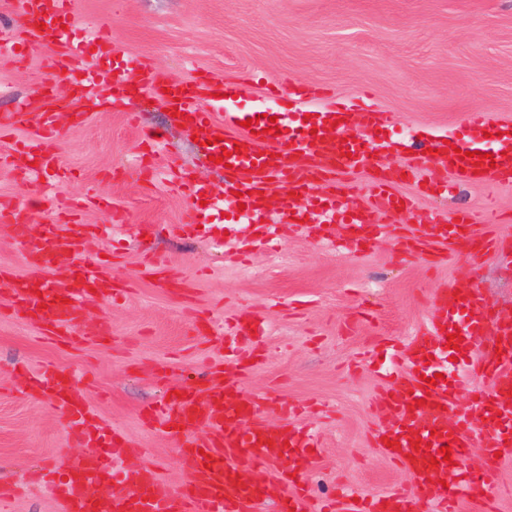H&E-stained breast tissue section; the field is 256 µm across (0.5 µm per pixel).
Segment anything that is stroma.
Here are the masks:
<instances>
[{"instance_id":"obj_1","label":"stroma","mask_w":512,"mask_h":512,"mask_svg":"<svg viewBox=\"0 0 512 512\" xmlns=\"http://www.w3.org/2000/svg\"><path fill=\"white\" fill-rule=\"evenodd\" d=\"M74 9L73 41L109 23L121 56L185 83L206 72L245 84V107L268 81L287 76L340 99L370 92L377 108L394 114L395 139L465 134L470 112L512 121V0H74ZM23 26L14 0H0V114L45 95H72L46 74L52 45L35 42L15 54L7 35ZM150 128L168 134L147 155L140 138ZM54 142L75 176L30 212L32 234L85 199L77 218L97 231L82 251L105 255L128 288L122 302L85 305L78 331L87 342L79 346L43 341L0 292V489H24L10 512H60L36 475L77 450L66 420L30 391L28 374L51 362L72 376L105 425L137 445L139 462L158 466L159 486L168 489L187 478L179 441L144 426L140 411L172 389L204 388L202 372L225 362L226 322L249 316L261 331L236 342L246 360L240 384L262 400L268 422L280 423L289 407L290 422L320 441L300 472L307 512H321L342 483L367 498L412 489L411 472L375 443L391 422L377 404L379 373L393 361L407 367L408 345L440 289L477 283L492 309L512 315V186L418 194L412 210L378 215L391 234L358 247L336 248L305 225L286 224L277 246L254 249V229L225 197L223 175L192 134L171 126L162 103L103 108L81 126L62 120ZM143 161L210 184L212 223L184 235L191 200L152 183ZM467 210L477 234L498 240L496 255L428 246L414 259L396 257L399 238L415 226ZM149 255L173 273L172 286L141 276ZM104 326L112 339L95 344Z\"/></svg>"}]
</instances>
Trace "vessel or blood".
<instances>
[{"mask_svg":"<svg viewBox=\"0 0 512 512\" xmlns=\"http://www.w3.org/2000/svg\"><path fill=\"white\" fill-rule=\"evenodd\" d=\"M17 4L27 40L60 47L52 69L74 84L89 109L100 107L108 96L120 107L147 92L160 97L167 108L176 109V126L206 139L207 155L225 157L224 191L230 195L241 192L243 214L254 221L258 237L269 239L276 234L277 225L268 220L275 211L299 220L312 217V231L321 240L329 238L332 225H346L351 230L350 242L358 244L368 236L388 232V225L375 222L376 210L413 207V196L395 193L382 182L373 187V205L356 204L353 186L338 179L341 172L362 165L365 134L391 129L390 113L366 104L355 108L337 104L310 114L285 109L272 122L258 106L252 112H241L235 97L224 94L222 82L210 76H199L191 87L169 82L135 61L118 62L107 27H100L80 45L71 44L69 31L61 27L49 32L40 29L43 18H71L73 0H17ZM206 96L213 99L212 109L199 105ZM57 121L56 104L48 98L39 108L10 114V125L29 128L32 134L14 143L8 153H1L0 165L28 180L50 172L63 174L52 142ZM466 124L469 133L463 138H447L438 132L420 142L412 138L402 142L409 160L407 181L414 189L430 183L428 177L434 170L441 177L433 183L442 192L456 183H512V123L498 124L486 113L471 112ZM489 132L494 135L490 141L485 138ZM474 151L483 152V159L472 160ZM273 181L286 185L287 190L272 206L268 188ZM319 181L328 184L329 190L316 196L312 187ZM189 195L197 202V223H208L211 189L194 183ZM0 220L9 222L16 239L27 246L28 276L0 273V283L12 292L15 308L46 335L74 339L82 308L91 295H116L102 262L79 256L78 243L92 233V226L78 225L69 236L49 229L32 240L19 207L1 209ZM472 222L466 211L450 218L437 216L414 235L401 239L398 251L411 255L432 243L451 253L475 257L496 252L492 239L468 236ZM65 258L72 264L68 275L63 282L47 285L46 274ZM438 302V312L429 316L411 340L410 373L380 397L382 411L393 420L383 433L391 442L385 453L412 471V490H394L359 501L346 496L329 512H412L417 498L439 503L443 512H458L461 502L481 500L483 489L496 485L500 456L512 454V379L505 375L512 367V316L496 314L476 286L442 289ZM463 308L468 309L469 320L462 326L457 312ZM452 333L462 337L457 353L461 359L469 358L476 337L490 333L499 341L498 347L484 349L477 363L478 370L494 380L491 392L464 406L459 403V378L448 375L433 384L423 379L429 356L446 350ZM30 386L67 419L71 435L84 447L59 464L61 512H240L243 505L261 497L257 486L244 479L245 471L273 462L287 449L293 450L297 466H304L318 446L316 437L297 425L270 424L259 398L238 381L214 376L208 381L206 399H199L190 387L184 397L170 395L164 407H147L140 413L145 424H164L183 440L187 479L163 492L154 465L115 468L116 458L134 456L138 449L129 439L101 426L83 390L70 377L48 364ZM476 444L482 448L484 464L473 470L466 459ZM444 446L451 449V462L436 459ZM279 480L288 490L280 503L281 512H304L305 497L296 479L283 471Z\"/></svg>","mask_w":512,"mask_h":512,"instance_id":"b4317fda","label":"vessel or blood"}]
</instances>
